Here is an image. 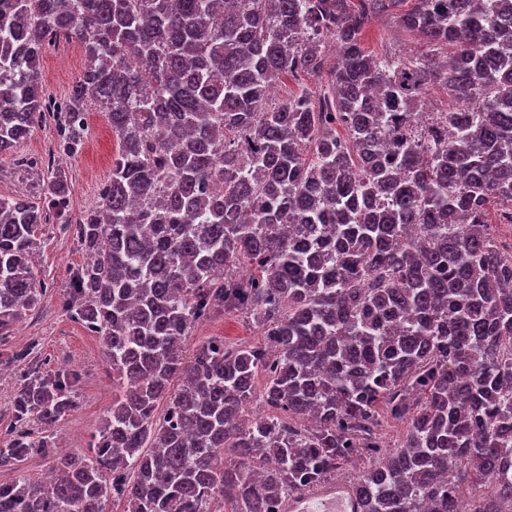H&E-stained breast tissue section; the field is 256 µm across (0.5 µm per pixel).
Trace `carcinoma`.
Segmentation results:
<instances>
[{
	"mask_svg": "<svg viewBox=\"0 0 512 512\" xmlns=\"http://www.w3.org/2000/svg\"><path fill=\"white\" fill-rule=\"evenodd\" d=\"M382 16L425 48L368 52ZM61 34L85 70L52 104L40 58ZM329 38L328 83L271 99L322 76ZM432 87L452 107L421 123ZM91 106L118 152L59 304L118 394L89 451L59 453L74 375L29 366L0 512H286L355 458L361 512L512 506V249L490 221L512 214V0H0V153L49 110L77 153ZM73 193L56 167L45 207L0 197V342L41 300L35 231L68 228ZM218 312L260 341L183 361ZM256 400L273 414L245 418ZM385 419L406 423L389 450ZM37 455L45 482L23 472Z\"/></svg>",
	"mask_w": 512,
	"mask_h": 512,
	"instance_id": "obj_1",
	"label": "carcinoma"
}]
</instances>
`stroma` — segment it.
<instances>
[{
  "instance_id": "obj_1",
  "label": "stroma",
  "mask_w": 512,
  "mask_h": 512,
  "mask_svg": "<svg viewBox=\"0 0 512 512\" xmlns=\"http://www.w3.org/2000/svg\"><path fill=\"white\" fill-rule=\"evenodd\" d=\"M365 47L375 53L390 50L407 55L418 50L417 38L388 18L372 20L366 29ZM84 57L74 40L57 37L40 58L43 90L46 98L62 102L81 76ZM85 144L77 154L59 151L53 116H46L16 151L0 154V195L37 201L34 179H46L48 164L63 166L74 185L67 218L77 223L86 210L96 205L112 172L117 152L116 140L105 113L89 109L86 113ZM38 162L36 176H28L26 165ZM36 276L44 286L39 306L26 312L9 340L0 344V415L5 414L17 387L20 367L9 360L13 352L31 347L43 369L64 366L75 371L76 409L54 426V438L60 452L83 454L100 425L104 410L112 402V373L100 340L75 322L59 305V294L69 274L87 259L74 235L61 232L58 223L43 224L35 232ZM224 337L231 346L254 343L257 331L245 316H216L195 326L186 339L187 351H194L206 337Z\"/></svg>"
}]
</instances>
